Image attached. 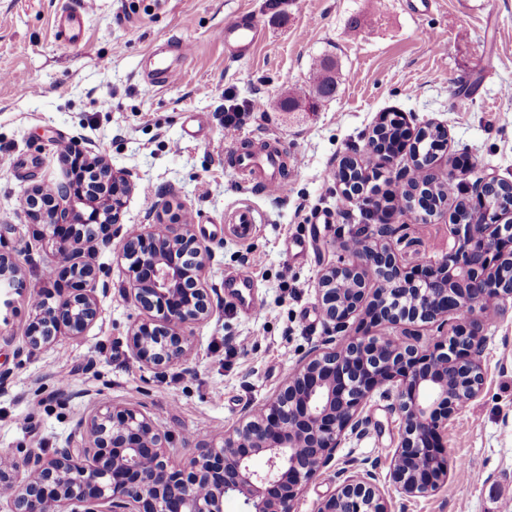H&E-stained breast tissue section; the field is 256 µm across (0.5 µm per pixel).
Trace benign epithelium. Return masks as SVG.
I'll list each match as a JSON object with an SVG mask.
<instances>
[{"label":"benign epithelium","instance_id":"benign-epithelium-1","mask_svg":"<svg viewBox=\"0 0 512 512\" xmlns=\"http://www.w3.org/2000/svg\"><path fill=\"white\" fill-rule=\"evenodd\" d=\"M64 155L86 160L98 192L87 195L66 180L47 195L34 187L26 196L29 214L50 231L52 267L65 268L78 288L51 306L30 305L24 348L49 347L62 330L83 336L96 322L98 292L106 289H98L99 270L77 261L78 245L107 246L120 233L134 273L124 296L156 312L130 327L132 350L155 372L187 364L193 348L185 329L213 316L203 282L212 250L188 219L135 231L119 226L130 180L101 158L86 157L78 142ZM489 185L512 191V181L483 178L482 215L468 224L452 219L456 249L418 265V274L410 275L391 246L364 229L353 262L323 269L317 298L332 332L346 331L366 307L371 322L404 326L403 339L364 333L340 349H313L269 400L243 410L222 445L197 446L177 461L153 416L100 404L52 456L33 448L0 455V505L7 512H224V500L238 497L244 512H296L304 486L330 473L336 488L316 512H392L375 464L336 462L337 448L347 432L360 431L363 404L377 391L394 395L402 424L391 455L396 490L405 499L437 493L448 480V423L484 390L487 315L505 314L512 299V217L485 197ZM77 199L88 201V212L75 210ZM20 282V267L0 251V288ZM462 311L468 317L453 336L428 350L410 343L411 326L439 330L446 316ZM257 457L265 458L262 470L253 465Z\"/></svg>","mask_w":512,"mask_h":512}]
</instances>
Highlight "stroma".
I'll use <instances>...</instances> for the list:
<instances>
[{"label":"stroma","mask_w":512,"mask_h":512,"mask_svg":"<svg viewBox=\"0 0 512 512\" xmlns=\"http://www.w3.org/2000/svg\"><path fill=\"white\" fill-rule=\"evenodd\" d=\"M65 0H0V248L13 252L24 278L0 292V453L62 447L94 406L138 407L168 433V446L221 444L244 407H257L314 347L327 340L316 288L326 265L352 256L344 242L362 225L364 206L345 200L326 174L348 156L369 159L368 137L382 114L412 127H445L435 173L474 199L486 174L512 181V0H90L83 39L56 40ZM250 15L262 31L252 56L227 59L221 32ZM191 45L174 83L146 76L162 47ZM336 64V91L314 94L315 61ZM244 114L224 131V98ZM296 97L285 110L282 102ZM196 117L200 139L182 138ZM81 140L135 184L121 213L125 226L157 224L156 203L188 214L213 250L205 283L214 314L193 326L196 352L186 375L157 373L128 343L144 313L123 298L128 264L119 243L85 248L79 262L99 269L108 291L84 336L60 335L50 347L22 351L33 291L68 292L63 276L45 279L52 260L42 225L25 212L28 188L53 186L69 169L62 149ZM268 142L298 158L286 197L246 182L236 153ZM257 225L251 239L232 226L240 212ZM388 242L405 268L448 254L456 237L448 214L392 212ZM288 282H281L282 267ZM242 275L262 308L248 317L225 277ZM250 337L247 348L237 345ZM483 394L448 426L450 463L474 460L435 495L402 500L390 477L401 421L390 397L365 403L362 436L347 437L338 462L374 461L393 512H512V312L485 323ZM70 380L60 391L61 376Z\"/></svg>","instance_id":"stroma-1"}]
</instances>
